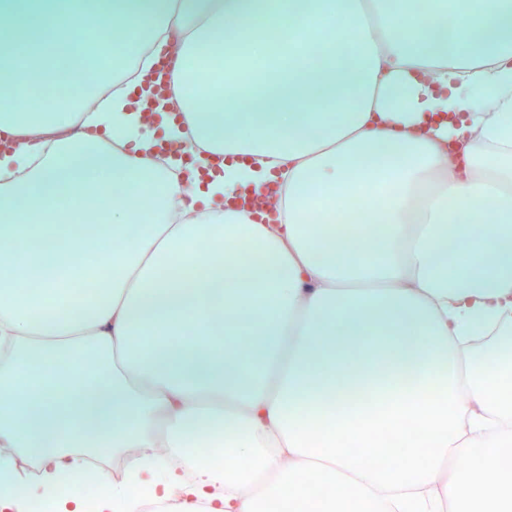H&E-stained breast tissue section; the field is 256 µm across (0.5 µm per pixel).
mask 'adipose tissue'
<instances>
[{"instance_id":"ef3b65f1","label":"adipose tissue","mask_w":512,"mask_h":512,"mask_svg":"<svg viewBox=\"0 0 512 512\" xmlns=\"http://www.w3.org/2000/svg\"><path fill=\"white\" fill-rule=\"evenodd\" d=\"M1 16L0 512H90L100 448L129 478L91 512L143 491L172 512H512V333L473 345L512 317V0ZM104 33L106 92L65 79L55 45ZM164 81L194 162L157 160L142 112ZM272 184L276 223L234 206ZM340 203L355 241L328 228ZM107 247L90 306L60 277Z\"/></svg>"}]
</instances>
